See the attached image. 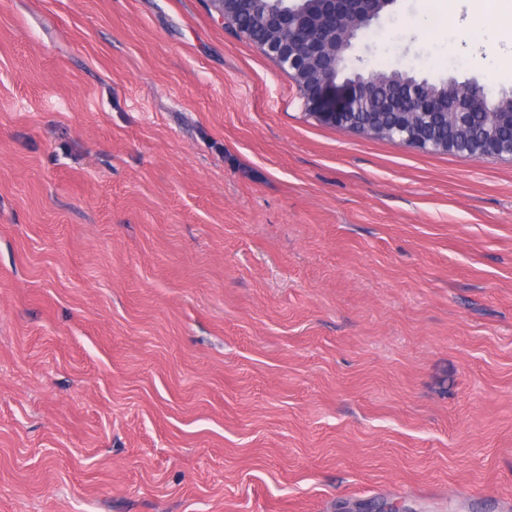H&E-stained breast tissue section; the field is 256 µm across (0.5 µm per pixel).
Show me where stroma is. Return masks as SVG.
<instances>
[{
    "instance_id": "stroma-1",
    "label": "stroma",
    "mask_w": 512,
    "mask_h": 512,
    "mask_svg": "<svg viewBox=\"0 0 512 512\" xmlns=\"http://www.w3.org/2000/svg\"><path fill=\"white\" fill-rule=\"evenodd\" d=\"M347 62L512 90L459 0ZM512 157L325 126L206 0H0V512H505Z\"/></svg>"
}]
</instances>
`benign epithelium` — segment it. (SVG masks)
I'll list each match as a JSON object with an SVG mask.
<instances>
[{
  "mask_svg": "<svg viewBox=\"0 0 512 512\" xmlns=\"http://www.w3.org/2000/svg\"><path fill=\"white\" fill-rule=\"evenodd\" d=\"M245 0H208L211 8L228 26H238V17ZM326 5L324 16L313 20L295 6L282 7L271 18L276 29L288 27L307 39L301 46L284 35L275 36L262 45L263 52L275 60L281 70L300 89L310 115L319 122L339 126L346 124L345 118L352 112H365V120L352 127L351 132L366 137L389 136L390 131L383 123L381 113L386 111L388 103L375 100L373 84L368 78L355 73L337 84L339 74L345 68L346 49L337 44V35L349 21V5L360 4L356 21L365 28L377 18L381 10L378 5L391 4L393 0H321ZM421 82L413 80L405 89L403 100L407 108L399 109L402 121L395 127L399 132L398 141L402 145L430 152L458 153L462 143H467L466 152L477 157L486 156V147L496 144V151L512 156V139L501 141L495 134V126L488 124L483 133L473 137L466 131L463 122L448 125V135L434 132L431 119L448 112V106L442 102L416 105ZM344 90L341 102H336L331 92L336 87ZM498 103L488 99L485 91L476 96L466 97L454 106L459 115L467 112H484L494 118Z\"/></svg>",
  "mask_w": 512,
  "mask_h": 512,
  "instance_id": "obj_1",
  "label": "benign epithelium"
}]
</instances>
